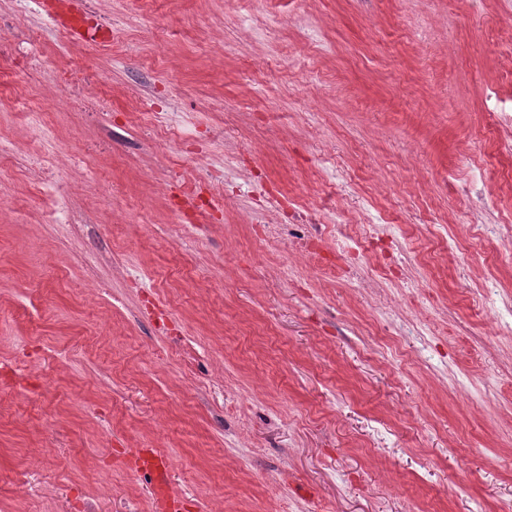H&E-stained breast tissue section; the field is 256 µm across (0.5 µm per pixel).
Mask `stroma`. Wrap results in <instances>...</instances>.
<instances>
[{
	"mask_svg": "<svg viewBox=\"0 0 512 512\" xmlns=\"http://www.w3.org/2000/svg\"><path fill=\"white\" fill-rule=\"evenodd\" d=\"M84 3L36 0L41 56L0 53L112 92L97 126L0 106V512H155L139 448L180 512L512 507V0H104V43L60 41ZM41 138L85 159L60 224L19 171ZM275 200L348 225L335 264L375 239L382 288L256 239ZM224 178L221 176H211L210 181L207 184H201L200 182L195 183L185 194L184 203L195 207L197 209L203 208V206H210L214 199V196L223 197L224 193ZM204 194L207 198L204 199ZM199 201L201 204L199 205ZM132 470L147 478L155 496L156 511L171 512L176 507L169 469L156 449L140 448Z\"/></svg>",
	"mask_w": 512,
	"mask_h": 512,
	"instance_id": "35a3bbf8",
	"label": "stroma"
}]
</instances>
